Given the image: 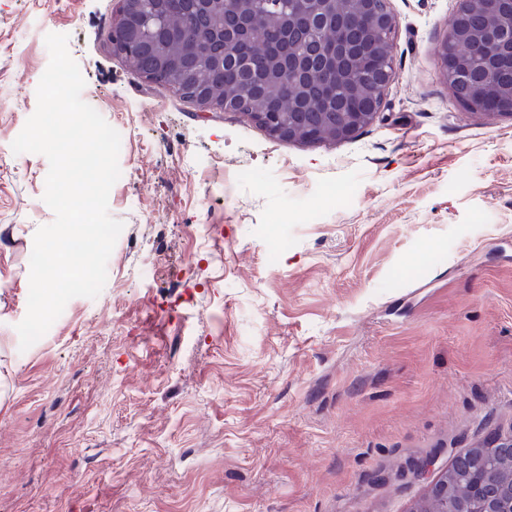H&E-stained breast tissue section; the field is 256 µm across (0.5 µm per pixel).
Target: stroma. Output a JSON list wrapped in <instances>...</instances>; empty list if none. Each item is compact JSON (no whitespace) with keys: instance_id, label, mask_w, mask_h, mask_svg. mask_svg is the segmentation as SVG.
Instances as JSON below:
<instances>
[{"instance_id":"35a3bbf8","label":"stroma","mask_w":512,"mask_h":512,"mask_svg":"<svg viewBox=\"0 0 512 512\" xmlns=\"http://www.w3.org/2000/svg\"><path fill=\"white\" fill-rule=\"evenodd\" d=\"M457 5L388 0L378 115L307 144L139 76L105 41L118 0H0L1 146L50 33L136 129L106 284L25 351L49 163L0 160V512H410L411 462L512 430V120L441 75Z\"/></svg>"}]
</instances>
